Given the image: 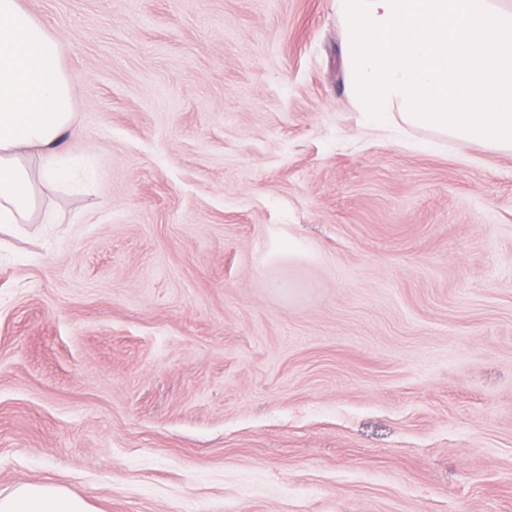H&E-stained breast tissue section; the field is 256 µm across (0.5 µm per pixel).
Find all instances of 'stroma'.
Listing matches in <instances>:
<instances>
[{
	"mask_svg": "<svg viewBox=\"0 0 512 512\" xmlns=\"http://www.w3.org/2000/svg\"><path fill=\"white\" fill-rule=\"evenodd\" d=\"M85 165L0 226V493L512 512V150L357 112L335 0H20Z\"/></svg>",
	"mask_w": 512,
	"mask_h": 512,
	"instance_id": "35a3bbf8",
	"label": "stroma"
}]
</instances>
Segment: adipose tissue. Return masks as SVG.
<instances>
[{"label": "adipose tissue", "mask_w": 512, "mask_h": 512, "mask_svg": "<svg viewBox=\"0 0 512 512\" xmlns=\"http://www.w3.org/2000/svg\"><path fill=\"white\" fill-rule=\"evenodd\" d=\"M62 49L19 0H0V224L24 223L35 206L25 155L52 154L72 124ZM0 512H97L56 484H23L0 495Z\"/></svg>", "instance_id": "1"}]
</instances>
